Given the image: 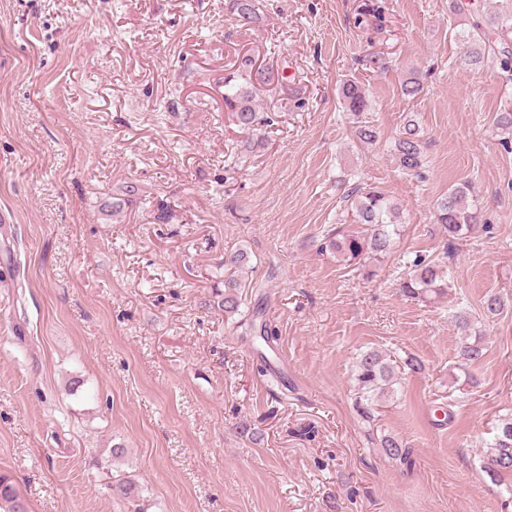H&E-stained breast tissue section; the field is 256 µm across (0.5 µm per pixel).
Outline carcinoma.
<instances>
[{
    "mask_svg": "<svg viewBox=\"0 0 512 512\" xmlns=\"http://www.w3.org/2000/svg\"><path fill=\"white\" fill-rule=\"evenodd\" d=\"M229 11L240 25H248L259 20L258 0H229ZM463 46V61L468 66H482L490 61L506 72H512V0H498L493 9H478L473 12L469 29L460 33ZM237 71L247 73L249 86L226 82L224 110L242 132L251 135V144H263L261 130L271 123V117L259 112L255 104L258 87L269 85L279 78L271 69L254 67L252 59L240 61ZM348 109L358 117L356 134L360 141L372 143L378 135L374 126L361 120L368 110L364 87L356 81L345 82L340 91ZM393 155L402 173L421 179L424 175L423 143L419 125L414 119L405 121L402 131L392 145ZM347 198L351 200L356 222L363 225L359 236L330 234L325 249L336 254V260L348 264L365 255L381 262L393 252L395 239L399 236L398 222L401 206L389 198L380 188L361 187L349 189ZM434 217L448 234L447 251H452L455 240L478 223L477 210L471 203L470 189L461 184L448 189V195L436 203ZM247 263V254L241 249L224 253V270L231 275L224 279V291L216 292L217 306L224 315L246 317V304L242 300V283L234 273ZM400 291L408 298L424 301L440 297L447 291V283L441 265L421 256L415 257L410 271L400 283ZM484 355L482 342H465L458 352V366L466 368ZM396 372L390 360L381 352L367 350L357 362L355 380L361 391L360 408L363 414L370 415L371 397L389 390ZM382 447L395 459L404 460L408 448L403 442L392 437L381 440ZM485 471L492 477L512 470V416L500 419L496 435L484 463ZM0 512H26V505L19 494L15 480L8 474H0Z\"/></svg>",
    "mask_w": 512,
    "mask_h": 512,
    "instance_id": "1",
    "label": "carcinoma"
}]
</instances>
